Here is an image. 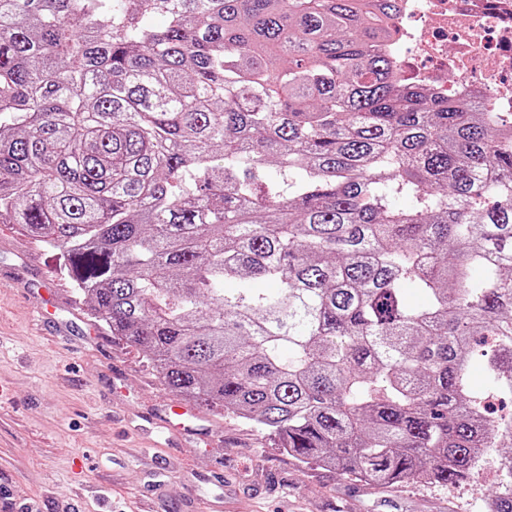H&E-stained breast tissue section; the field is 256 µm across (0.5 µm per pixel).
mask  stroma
<instances>
[{"label":"stroma","instance_id":"stroma-1","mask_svg":"<svg viewBox=\"0 0 512 512\" xmlns=\"http://www.w3.org/2000/svg\"><path fill=\"white\" fill-rule=\"evenodd\" d=\"M57 292L51 322L39 293ZM143 354L83 314L56 250L0 224V512H480L487 470L445 488L380 490L288 457L267 433L202 405L219 442L160 434L178 401Z\"/></svg>","mask_w":512,"mask_h":512}]
</instances>
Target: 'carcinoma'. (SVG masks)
Segmentation results:
<instances>
[{
  "label": "carcinoma",
  "instance_id": "1",
  "mask_svg": "<svg viewBox=\"0 0 512 512\" xmlns=\"http://www.w3.org/2000/svg\"><path fill=\"white\" fill-rule=\"evenodd\" d=\"M372 19L0 0V223L184 399L371 485L492 453L512 512V413L481 405L512 395V118L401 83Z\"/></svg>",
  "mask_w": 512,
  "mask_h": 512
}]
</instances>
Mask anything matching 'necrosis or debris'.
<instances>
[{"label": "necrosis or debris", "instance_id": "necrosis-or-debris-1", "mask_svg": "<svg viewBox=\"0 0 512 512\" xmlns=\"http://www.w3.org/2000/svg\"><path fill=\"white\" fill-rule=\"evenodd\" d=\"M388 40L401 81L512 113V0H402Z\"/></svg>", "mask_w": 512, "mask_h": 512}]
</instances>
